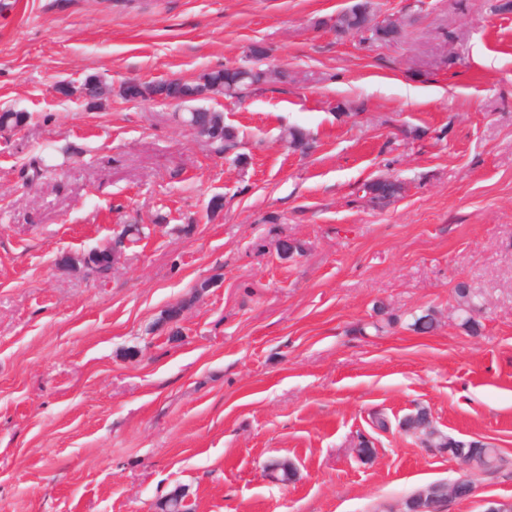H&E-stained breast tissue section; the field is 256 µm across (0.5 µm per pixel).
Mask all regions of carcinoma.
Masks as SVG:
<instances>
[{
	"label": "carcinoma",
	"mask_w": 512,
	"mask_h": 512,
	"mask_svg": "<svg viewBox=\"0 0 512 512\" xmlns=\"http://www.w3.org/2000/svg\"><path fill=\"white\" fill-rule=\"evenodd\" d=\"M333 29L340 38L357 34L366 39L383 42L397 40L403 32L402 24L397 19L387 17L377 23L373 22L370 0H360L347 8L336 18ZM291 82L288 70L257 66L249 60L233 70L226 67L208 70L192 82L176 79L144 83L142 96L145 99L174 102L178 106L187 107V112L181 114V117L196 126L201 138L210 142L215 152L224 153L236 148L240 143L238 129L224 123L223 113L202 106L196 107L194 103L210 94H224L244 99L270 84L286 86ZM101 85L103 82L99 77H87L82 83L84 97L92 102L102 99L106 91L102 90ZM29 119L30 115L27 112L7 111L0 114V128H20L26 125ZM286 139L294 148L303 151L311 148L310 137L301 128H289ZM400 191L401 184L397 181L374 180L363 187L364 196L376 207L389 204L398 197ZM110 250L111 246L107 243L97 245L84 254L79 262L84 267L101 273L107 270V267L101 264L102 258ZM456 297L462 325L472 332L477 331L479 322L476 315L480 312V305L477 303L478 295L475 290L470 287L458 290ZM425 414V408L417 409L402 421V428L407 432L412 430L422 435V441L427 447L443 449L454 458L462 455L466 461L485 470L499 466L502 461L499 450L487 443L458 440L435 428L429 431L420 428ZM427 491L428 488L424 487L409 497L405 502V512H418L419 509L427 507L430 508V512H443L447 502L428 501Z\"/></svg>",
	"instance_id": "cac0c4a2"
}]
</instances>
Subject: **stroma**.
Wrapping results in <instances>:
<instances>
[{
    "mask_svg": "<svg viewBox=\"0 0 512 512\" xmlns=\"http://www.w3.org/2000/svg\"><path fill=\"white\" fill-rule=\"evenodd\" d=\"M10 2L0 109L32 119L0 131V512H153L179 486L193 512H405L465 475L472 494L446 512L512 502L502 0H372L406 23L391 42L337 39L324 22L347 0ZM256 42L296 83L204 101L246 166L174 105L120 93L238 65ZM90 75L109 89L97 104L54 90ZM376 179L403 186L387 207L361 193ZM130 224L143 235L107 275L63 263ZM461 281L480 294L475 334L456 319ZM379 303L395 317L380 332ZM429 312L433 329H413ZM421 407L502 466L467 473L405 432ZM444 484V483H430L426 485L424 488L420 489L416 493H414L408 500L405 502V511L406 512H419L418 510L423 508H430V511L426 512H443V509L447 506L448 501H432L428 502L427 491L433 485Z\"/></svg>",
    "mask_w": 512,
    "mask_h": 512,
    "instance_id": "1",
    "label": "stroma"
}]
</instances>
